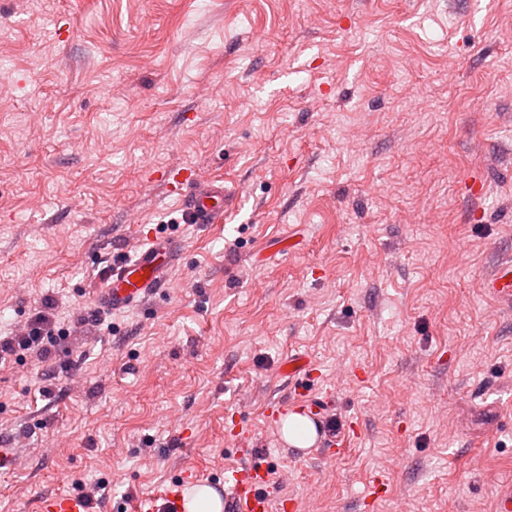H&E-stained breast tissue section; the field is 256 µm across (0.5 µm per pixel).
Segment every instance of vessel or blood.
Returning a JSON list of instances; mask_svg holds the SVG:
<instances>
[{"mask_svg": "<svg viewBox=\"0 0 512 512\" xmlns=\"http://www.w3.org/2000/svg\"><path fill=\"white\" fill-rule=\"evenodd\" d=\"M189 193L182 202L183 216L190 224H220L230 209L228 189L216 182H202L193 174L180 179ZM181 244L163 237L135 256L116 259L105 277L100 294L102 307L121 311L142 305L166 280L169 270L178 262ZM484 293L490 299L512 304V262L504 263L482 281ZM285 374L295 383V395L308 410L315 435L326 447L339 443L335 432L327 427L330 419L327 399L318 397L305 385L309 369L303 358L288 362ZM268 471L262 464L245 461L224 473L217 494L224 500V512H272L271 497L265 491ZM185 479L172 481L163 491L142 500L140 512H184ZM41 512H90L82 494L55 495L45 498Z\"/></svg>", "mask_w": 512, "mask_h": 512, "instance_id": "b4317fda", "label": "vessel or blood"}]
</instances>
